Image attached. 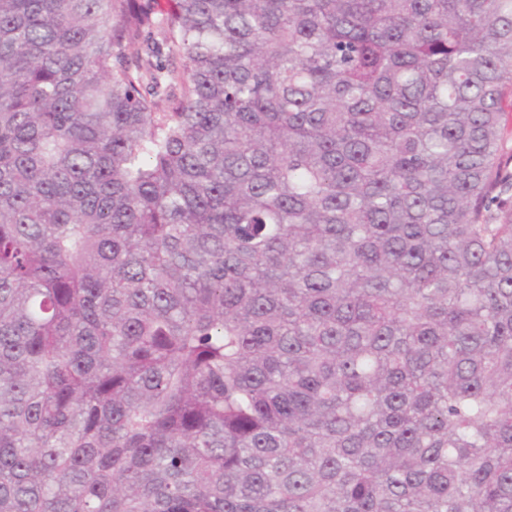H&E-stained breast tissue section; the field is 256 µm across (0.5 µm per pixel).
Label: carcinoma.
<instances>
[{"instance_id":"cac0c4a2","label":"carcinoma","mask_w":512,"mask_h":512,"mask_svg":"<svg viewBox=\"0 0 512 512\" xmlns=\"http://www.w3.org/2000/svg\"><path fill=\"white\" fill-rule=\"evenodd\" d=\"M512 0H0V512H512Z\"/></svg>"}]
</instances>
